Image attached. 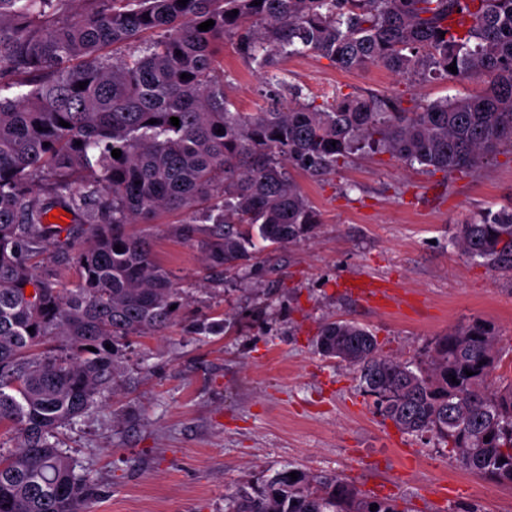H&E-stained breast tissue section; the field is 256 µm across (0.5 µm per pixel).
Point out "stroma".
<instances>
[{
    "label": "stroma",
    "mask_w": 512,
    "mask_h": 512,
    "mask_svg": "<svg viewBox=\"0 0 512 512\" xmlns=\"http://www.w3.org/2000/svg\"><path fill=\"white\" fill-rule=\"evenodd\" d=\"M273 68L319 104L339 91L433 101L472 88L415 84L382 67L341 70L313 54L274 57ZM224 81L238 111L265 109L268 86L229 42ZM292 176L321 217L316 235L267 248L220 277L196 245L172 233L178 214L141 225L174 276L181 307L166 335L116 345L109 390L60 430L77 472L99 491L89 512H225L229 492L262 491L287 467L340 477L411 512L469 504L512 512V486L461 469L430 437L400 431L355 370L315 347L321 322L350 320L376 335L382 354L418 360L435 336L480 317L501 336L496 376L512 381V275L451 243L457 224L512 203V150L449 178L386 153ZM359 277L404 303L365 299L350 285ZM213 321L223 333H202Z\"/></svg>",
    "instance_id": "obj_1"
}]
</instances>
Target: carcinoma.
I'll list each match as a JSON object with an SVG mask.
<instances>
[{
  "mask_svg": "<svg viewBox=\"0 0 512 512\" xmlns=\"http://www.w3.org/2000/svg\"><path fill=\"white\" fill-rule=\"evenodd\" d=\"M209 19L214 26L199 30ZM226 37L259 71L275 55L309 53L343 70L382 66L482 86L407 106L340 91L318 104L277 78L288 106L238 112L224 88ZM136 42L138 53L119 52ZM507 143L512 0H0V424L20 435L18 448L0 452V512H88L97 496L61 451L58 428L108 387L106 345L164 333L181 300L130 225L183 212L173 232L188 242L202 235L210 269L244 268L260 243L297 244L321 224L290 167L319 175L380 152L446 178ZM54 210L69 223L51 222ZM453 240L512 272V207L457 225ZM51 249L59 268L77 269L74 287L36 272ZM497 337L475 317L411 363L382 355L372 332L343 320L324 323L316 347L357 369L400 430L431 435L463 469L512 484V383L494 381ZM52 342L60 352L34 353ZM227 500V512H408L298 468Z\"/></svg>",
  "mask_w": 512,
  "mask_h": 512,
  "instance_id": "obj_1",
  "label": "carcinoma"
}]
</instances>
